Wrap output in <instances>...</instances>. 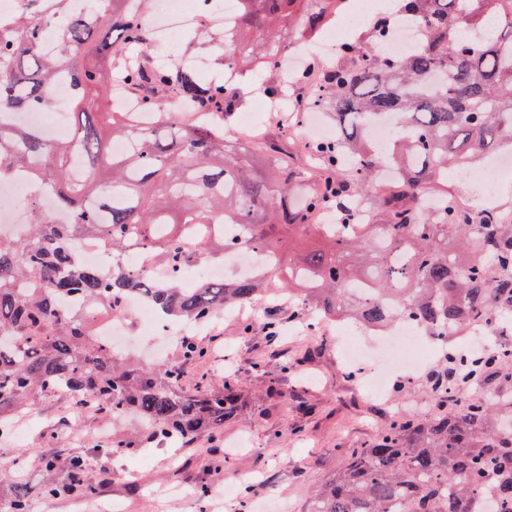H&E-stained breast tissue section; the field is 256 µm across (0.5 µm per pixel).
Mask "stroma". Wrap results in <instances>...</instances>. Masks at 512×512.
<instances>
[{"mask_svg": "<svg viewBox=\"0 0 512 512\" xmlns=\"http://www.w3.org/2000/svg\"><path fill=\"white\" fill-rule=\"evenodd\" d=\"M271 309L280 320L278 337L268 339L263 318L248 307L212 321L198 339L205 356L183 368L180 385L188 392L228 377L241 382L237 412L220 434L204 433L189 444L162 441L137 416L117 421L104 412H74L68 396L43 399L17 415L22 440L0 441V465L13 477L0 481V502L17 482L30 489L32 512H108L117 503L127 512H225L216 486L229 465L262 475L286 512H307L312 489L339 470L344 449L374 440L398 413H435L421 393L426 375L394 379L386 399H371L360 375L348 373L335 328L302 329L285 299ZM245 320L252 324L246 336ZM116 436L136 440L137 448L109 453ZM77 455L99 487L96 495L64 489L44 495L45 485L66 482L65 471L46 469L44 459ZM203 485L210 493L201 498Z\"/></svg>", "mask_w": 512, "mask_h": 512, "instance_id": "35a3bbf8", "label": "stroma"}]
</instances>
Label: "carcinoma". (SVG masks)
I'll return each instance as SVG.
<instances>
[{
	"label": "carcinoma",
	"mask_w": 512,
	"mask_h": 512,
	"mask_svg": "<svg viewBox=\"0 0 512 512\" xmlns=\"http://www.w3.org/2000/svg\"><path fill=\"white\" fill-rule=\"evenodd\" d=\"M21 17L0 19V179L33 168L69 213L57 224L35 199L20 237H0V432L11 416L58 393L89 398L113 415L134 413L158 437L192 438L219 431L237 408L236 382L182 391L181 365L149 367L121 358L105 339L68 316L72 298L120 315L122 297L144 296L164 317L206 322L246 306L280 282L303 290L325 314L375 323L412 316L428 328L460 332L490 314H512V224L491 211L471 212L448 200V172L512 145V0H393L423 27L403 58L369 53L390 29L385 12L361 38L347 43L340 63L309 85L311 109L336 115L337 136L307 150L306 189L282 141L270 142L268 166L258 164L247 134L217 133L207 122L135 125L112 108L122 81L146 109L169 92L221 127L235 112L236 91L206 82L181 60H151L149 18L159 0H31ZM233 34L199 33L219 63L241 71L277 73L285 44L279 29L316 32L337 0H236ZM52 30L55 52L41 40ZM69 79V116L61 141L38 129L8 126L14 112L48 111L59 77ZM394 117L411 129L388 153L366 141L367 119ZM124 150L114 153L112 144ZM377 205L378 220L358 233L351 201ZM188 224H240L245 243L279 258L270 275L236 283L206 280L183 288L149 281L122 268L107 279L72 249L83 239L109 254L130 248L147 263L176 264ZM313 233L327 244L284 260L274 232ZM222 237L192 243L186 260L224 253ZM354 283H365L359 293ZM429 389L433 419L397 416L370 443L345 453L343 467L312 495L310 512H512V432L489 426L497 402L474 396L459 409L455 388L485 383L490 372L512 391V351L443 353ZM68 486L97 493L80 457L61 462ZM0 512H30L19 484Z\"/></svg>",
	"instance_id": "1"
}]
</instances>
